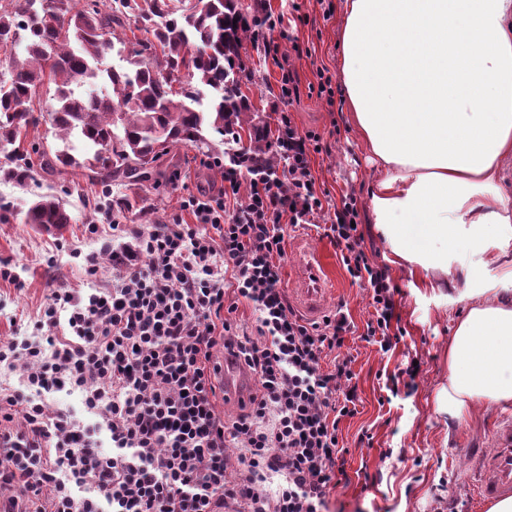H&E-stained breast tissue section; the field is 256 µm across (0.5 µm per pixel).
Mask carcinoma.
I'll return each mask as SVG.
<instances>
[{
  "label": "carcinoma",
  "instance_id": "cac0c4a2",
  "mask_svg": "<svg viewBox=\"0 0 512 512\" xmlns=\"http://www.w3.org/2000/svg\"><path fill=\"white\" fill-rule=\"evenodd\" d=\"M9 2L10 8L0 7V49L9 53V77L0 72V145L15 144L39 120L35 112L45 111L58 138H78L84 165L106 181L142 179L159 160L160 130L166 155L178 144L209 147L204 131L212 130L233 137L254 162L271 166L276 154L268 132L255 122L241 89L240 50L257 23L241 0H113L106 10L94 0L91 11L75 0ZM132 29L146 37H127ZM18 40L26 41L22 59L12 53ZM114 51L125 65L107 63ZM183 72L196 85L175 91ZM46 82L56 86L47 109L39 97ZM206 89V108H193ZM32 152L45 166L76 162L65 149L34 144ZM4 176L23 184L33 168L16 155ZM25 223L51 231L71 223V216L55 195L44 194L28 207Z\"/></svg>",
  "mask_w": 512,
  "mask_h": 512
}]
</instances>
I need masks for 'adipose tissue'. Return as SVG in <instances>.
Instances as JSON below:
<instances>
[{
    "instance_id": "ef3b65f1",
    "label": "adipose tissue",
    "mask_w": 512,
    "mask_h": 512,
    "mask_svg": "<svg viewBox=\"0 0 512 512\" xmlns=\"http://www.w3.org/2000/svg\"><path fill=\"white\" fill-rule=\"evenodd\" d=\"M340 80L371 156L372 221L391 252L447 273L458 238L512 240V0H338ZM439 411L512 403V266L467 290Z\"/></svg>"
}]
</instances>
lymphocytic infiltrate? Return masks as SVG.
Listing matches in <instances>:
<instances>
[{
	"mask_svg": "<svg viewBox=\"0 0 512 512\" xmlns=\"http://www.w3.org/2000/svg\"><path fill=\"white\" fill-rule=\"evenodd\" d=\"M272 147L283 173L244 157L226 164L219 193L182 200L193 223L113 225L111 287L55 289L34 337L0 342V365L21 371L20 388H0V490L17 512H327L357 385L347 361L327 370L322 360L350 323L340 310L307 322L287 303L283 226L324 210L309 163L323 145L285 115ZM243 189L247 204L226 213ZM357 217L343 196L330 231L352 282L369 290L362 339L387 352L400 290L367 253ZM241 301L253 332L232 318ZM219 350L257 383L229 420L216 411ZM61 391L80 395L97 429L48 412L45 396Z\"/></svg>",
	"mask_w": 512,
	"mask_h": 512,
	"instance_id": "1",
	"label": "lymphocytic infiltrate"
}]
</instances>
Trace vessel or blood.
I'll return each instance as SVG.
<instances>
[{
  "label": "vessel or blood",
  "instance_id": "1",
  "mask_svg": "<svg viewBox=\"0 0 512 512\" xmlns=\"http://www.w3.org/2000/svg\"><path fill=\"white\" fill-rule=\"evenodd\" d=\"M325 263L319 253L306 252L302 270L295 290L296 302L301 311L311 319L324 311L325 297L322 272ZM221 385L225 398L233 403L244 397L248 382L240 376L234 363L224 361ZM494 449L480 461V479L476 496L480 501L490 502L512 496V422L504 421L493 434Z\"/></svg>",
  "mask_w": 512,
  "mask_h": 512
}]
</instances>
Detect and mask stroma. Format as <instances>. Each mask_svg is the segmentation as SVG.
Returning a JSON list of instances; mask_svg holds the SVG:
<instances>
[{
  "instance_id": "35a3bbf8",
  "label": "stroma",
  "mask_w": 512,
  "mask_h": 512,
  "mask_svg": "<svg viewBox=\"0 0 512 512\" xmlns=\"http://www.w3.org/2000/svg\"><path fill=\"white\" fill-rule=\"evenodd\" d=\"M272 24L261 27L241 50L242 91L262 126L275 131L281 115H290L300 131L320 134L323 152L310 156L311 172L324 201L339 205L353 194L364 246L387 266L401 291L397 313L402 337L385 352L362 341L372 314L366 288L351 281L339 251L328 234L330 219L285 227L284 288H292L301 247L323 253L332 277L328 311L343 307L353 324L345 344L326 365L348 360L357 379V412L340 424L348 483L331 494L329 512H489L473 492L480 453L492 445V430L512 420V405L475 402L461 419L449 421L439 412L437 395L448 385V342L454 319L464 307V288H494L499 266L484 245L461 241L448 256V278L454 289L421 286L412 264L394 256L371 222L368 152L352 128L339 77L336 41L339 13L324 15L318 0H243ZM291 70L299 87L285 99L280 86L283 70ZM331 79L332 94L319 95L320 76ZM32 181L19 184L3 175L9 160L0 151V202L12 214L0 221V265L16 275V283L0 280V341L29 336L52 289L73 290L112 285V267L101 248L112 239L113 224H169L180 213L187 194L218 192L222 170L193 147L171 149L149 180L104 187L83 165L41 168ZM41 194L58 195L72 217L70 224L50 232L24 221L31 202ZM97 225L89 234L88 225ZM96 255L95 279L85 273V258ZM421 363L414 389L400 387L390 397L388 376L411 360Z\"/></svg>"
}]
</instances>
